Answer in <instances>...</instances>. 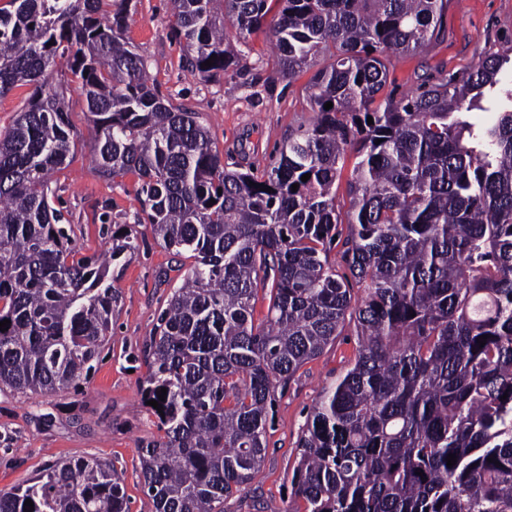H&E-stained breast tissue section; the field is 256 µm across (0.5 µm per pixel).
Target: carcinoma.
I'll use <instances>...</instances> for the list:
<instances>
[{"instance_id": "1", "label": "carcinoma", "mask_w": 512, "mask_h": 512, "mask_svg": "<svg viewBox=\"0 0 512 512\" xmlns=\"http://www.w3.org/2000/svg\"><path fill=\"white\" fill-rule=\"evenodd\" d=\"M131 2L0 7V97L33 86L0 134V387L53 394L85 378L119 300L111 267L136 249L117 229L102 254H81L52 206L76 149L68 102L47 89L60 58L85 96L95 171L136 175L141 223L193 258L146 344L143 401L167 389L153 410L164 435L139 448L154 512H224L265 461L278 390L347 323L357 355L298 442L305 512H512V49L398 97L385 92L390 54L438 37L448 0H277L279 73L317 67L314 119L244 172L224 165L200 113L151 82L125 39ZM269 2L170 0L190 73L246 71L231 38L261 30ZM28 499L34 512H128L120 476L96 458L0 491V512Z\"/></svg>"}]
</instances>
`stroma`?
Instances as JSON below:
<instances>
[{
	"instance_id": "stroma-1",
	"label": "stroma",
	"mask_w": 512,
	"mask_h": 512,
	"mask_svg": "<svg viewBox=\"0 0 512 512\" xmlns=\"http://www.w3.org/2000/svg\"><path fill=\"white\" fill-rule=\"evenodd\" d=\"M172 21L169 0H132L126 36L147 58L159 92L173 104L200 113L226 167L264 168L283 138L313 117L304 92L310 72L282 78L271 31L265 28L242 46L249 63L244 75L201 81L185 68L184 48L171 33ZM508 48L512 0H449L437 40L390 57L387 87L405 93L439 68L459 77L477 63L480 53ZM66 95L79 148L58 175L61 199L56 207L71 224L82 254L101 252L117 224L135 226L137 248L127 262L112 269L119 302L112 313L111 339L87 378L50 396L0 389V490L27 485L55 463L92 457L112 463L121 476L129 512H153L143 491L139 447L159 438L160 431L139 391L147 372L143 346L190 260L166 250L149 226L140 223L137 176L112 182L98 177L85 99L72 84ZM357 349L356 336L344 332L278 393L264 465L246 491L226 501V512H304L305 503L291 485L301 431L322 389L345 371Z\"/></svg>"
}]
</instances>
